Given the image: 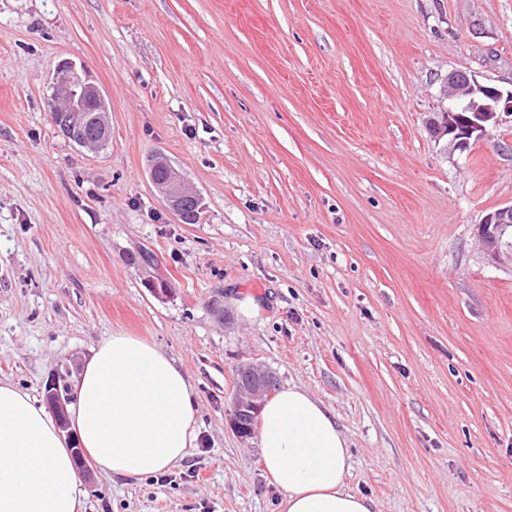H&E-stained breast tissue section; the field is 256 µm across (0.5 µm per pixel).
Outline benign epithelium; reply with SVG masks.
<instances>
[{
  "instance_id": "benign-epithelium-1",
  "label": "benign epithelium",
  "mask_w": 512,
  "mask_h": 512,
  "mask_svg": "<svg viewBox=\"0 0 512 512\" xmlns=\"http://www.w3.org/2000/svg\"><path fill=\"white\" fill-rule=\"evenodd\" d=\"M441 94L442 106L436 113L432 132L438 141L447 139L452 152L468 150L471 142L484 135L487 126L499 123L500 114L512 116V89L504 91L492 84H482L467 71L448 73ZM52 97L53 116L66 113L71 126L82 123L85 113H93L96 134L83 143V148L101 150L112 134L111 113L101 90L84 70L70 61L62 62L53 82ZM155 168L166 172V178L153 181V185L167 207L181 217L184 204L192 201L196 206L195 220H200L204 205L197 188L160 152L151 156L150 169ZM478 235L493 261L512 262V205L487 213L478 227ZM241 373L246 384L237 387L233 395L231 427L237 435L247 437L249 431L244 419L260 413L275 379L269 371L254 364L241 366Z\"/></svg>"
}]
</instances>
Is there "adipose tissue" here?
<instances>
[{"instance_id":"adipose-tissue-1","label":"adipose tissue","mask_w":512,"mask_h":512,"mask_svg":"<svg viewBox=\"0 0 512 512\" xmlns=\"http://www.w3.org/2000/svg\"><path fill=\"white\" fill-rule=\"evenodd\" d=\"M67 414L98 468L139 479L183 460L194 439V389L155 344L117 333L86 356ZM259 446L281 512H372L347 486L348 441L324 404L290 385L266 401ZM84 491L55 417L0 380V512H82Z\"/></svg>"}]
</instances>
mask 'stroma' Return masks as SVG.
Returning a JSON list of instances; mask_svg holds the SVG:
<instances>
[{
    "instance_id": "obj_1",
    "label": "stroma",
    "mask_w": 512,
    "mask_h": 512,
    "mask_svg": "<svg viewBox=\"0 0 512 512\" xmlns=\"http://www.w3.org/2000/svg\"><path fill=\"white\" fill-rule=\"evenodd\" d=\"M64 60L106 96V150L51 120ZM454 70L512 88V0H0V380L45 399L125 332L196 392L186 457L94 470L84 512H281L230 427L249 362L335 415L372 512H512V266L477 237L512 204V116L449 152L429 120ZM156 151L199 223L155 192ZM150 163V175L152 178L153 170L154 178L160 181H156L152 178V183L159 195L167 205V207L177 216H183V206L186 202L192 201L196 206V217L195 220L199 223L202 213L204 211V205H202L203 197L197 188L192 185L182 174L175 169L168 161V159L161 153L155 152L151 156Z\"/></svg>"
}]
</instances>
